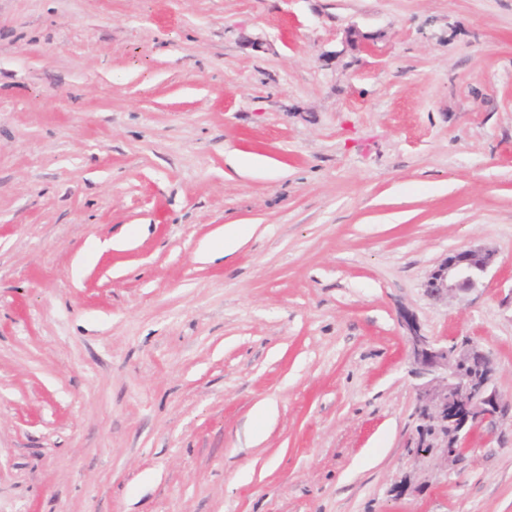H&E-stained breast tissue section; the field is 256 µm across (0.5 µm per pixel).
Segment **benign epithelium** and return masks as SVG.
<instances>
[{
	"instance_id": "1",
	"label": "benign epithelium",
	"mask_w": 512,
	"mask_h": 512,
	"mask_svg": "<svg viewBox=\"0 0 512 512\" xmlns=\"http://www.w3.org/2000/svg\"><path fill=\"white\" fill-rule=\"evenodd\" d=\"M495 262V252L476 247L455 251L434 269L427 291L436 299L464 301L482 285ZM406 342L417 385V429L412 439L423 456L440 450L455 461L448 436L465 443L476 430L492 436L512 422V399H503L495 386L493 354L469 339L448 346L406 324Z\"/></svg>"
}]
</instances>
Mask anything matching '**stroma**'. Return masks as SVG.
<instances>
[{"mask_svg":"<svg viewBox=\"0 0 512 512\" xmlns=\"http://www.w3.org/2000/svg\"><path fill=\"white\" fill-rule=\"evenodd\" d=\"M409 321L512 398V0H0V512H512ZM495 252L476 247L455 251L434 269L427 281V291L436 299L464 301L482 285L495 262ZM406 329L411 372L420 381L418 424L411 443L413 448H429L416 456L441 450L448 462H454L456 450L448 448V433L463 445L475 430L492 436L501 426L511 424L512 399H503L497 391V362L491 352L469 339L451 346L442 344L422 335L412 323H407ZM467 367L474 373L462 374ZM429 422L434 428L427 435L423 428Z\"/></svg>","mask_w":512,"mask_h":512,"instance_id":"35a3bbf8","label":"stroma"}]
</instances>
